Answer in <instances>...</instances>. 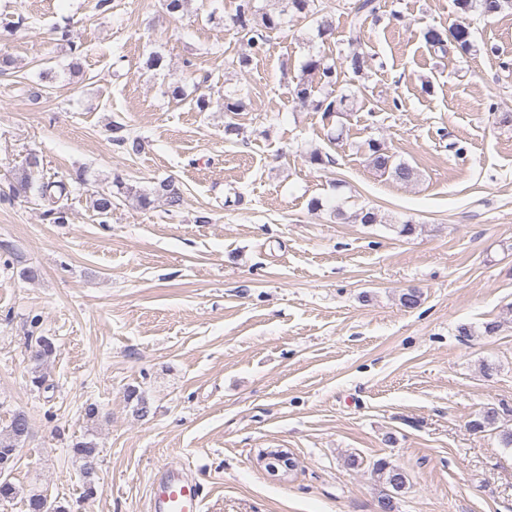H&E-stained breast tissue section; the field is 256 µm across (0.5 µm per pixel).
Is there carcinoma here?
<instances>
[{
    "instance_id": "obj_1",
    "label": "carcinoma",
    "mask_w": 512,
    "mask_h": 512,
    "mask_svg": "<svg viewBox=\"0 0 512 512\" xmlns=\"http://www.w3.org/2000/svg\"><path fill=\"white\" fill-rule=\"evenodd\" d=\"M315 2L316 0H274L272 8L259 14L253 10L252 0H240L235 18L237 31L246 38L251 53L258 55L265 51L269 42V33L281 27L284 16L291 12L313 16L317 14ZM511 2L512 0H454L456 12L460 15V20L457 22V33L450 37L444 30L432 26L426 30L425 40L433 49L444 54L448 52L450 46L467 54L473 48L467 14L477 11L485 17L495 16ZM377 10L375 0H355L348 13L351 32H356L364 18L376 14ZM371 60V55L356 48L346 56L348 68L355 75L363 73L370 67ZM335 86V68L327 64L323 58L312 56L304 64L302 74L288 84V90L293 99L302 103L311 100L316 110L323 112L326 117H331L336 113L347 111V98L344 96L338 98L333 95ZM317 91L325 92V96L316 101L313 96ZM122 130H124L123 125H112L113 141L129 151L140 152L142 148L140 139L125 136L122 134ZM367 147L370 164L375 169L402 182H411L415 179V170L404 162H394V156L390 154L385 144L372 139L367 142ZM42 169H44L43 159L36 151H29L21 171L16 174L12 183L13 196L26 198L29 193H35L43 207L44 217L52 224H66L69 218L67 205L69 196L75 190L89 185V179L84 171L79 170L69 175L67 179L63 177L57 180L52 176H43L38 181L33 180V173ZM118 195L135 199L142 208L150 206L154 197L165 200L168 206L173 208L180 206L182 202V193L171 180H162L152 191L147 192L141 189L137 190L117 178L112 182V189L95 190L89 194L90 207L101 219V223H106V219L112 214V201ZM52 354V343L47 339L42 340L41 349L35 357L36 366L31 378L32 384L38 388L45 383V376L41 371L42 363ZM28 429L29 422L26 415L20 412L14 414L8 429L0 433V452L17 451L21 443V434ZM374 468L384 484L391 488L394 495L397 496L406 489L407 478L400 469L391 467L384 461L374 464ZM47 501L48 496L43 493H32L25 500L26 510L27 512H65L60 507L45 506Z\"/></svg>"
}]
</instances>
